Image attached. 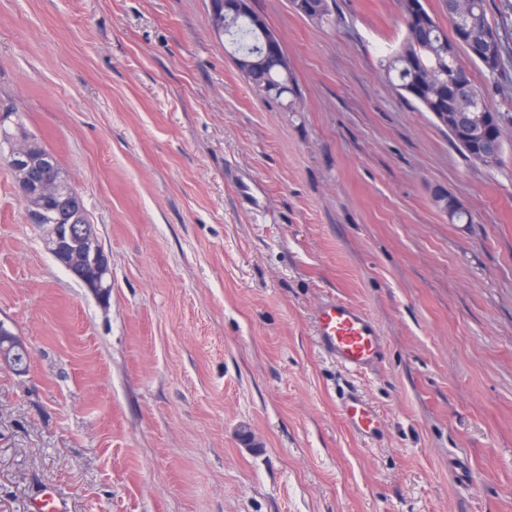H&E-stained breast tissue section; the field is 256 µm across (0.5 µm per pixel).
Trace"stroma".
<instances>
[{
    "mask_svg": "<svg viewBox=\"0 0 512 512\" xmlns=\"http://www.w3.org/2000/svg\"><path fill=\"white\" fill-rule=\"evenodd\" d=\"M252 2L295 105L250 90L205 0H0V119L56 156L112 263L104 307L0 162V327L29 352L0 363V512H512V63L467 65L504 115L487 167L384 81L399 0H334L324 28ZM329 297L385 339L361 379L318 345ZM354 385L376 443L336 408ZM434 202L437 208L444 214L448 216V219L451 223L454 224H469L471 221V215L469 212L467 214H460L455 219H451V216L454 215L458 210H460L464 204L462 201L452 194H448V192H439L434 196Z\"/></svg>",
    "mask_w": 512,
    "mask_h": 512,
    "instance_id": "stroma-1",
    "label": "stroma"
}]
</instances>
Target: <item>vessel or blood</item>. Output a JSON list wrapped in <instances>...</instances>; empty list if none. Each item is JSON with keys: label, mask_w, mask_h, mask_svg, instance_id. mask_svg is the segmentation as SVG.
<instances>
[{"label": "vessel or blood", "mask_w": 512, "mask_h": 512, "mask_svg": "<svg viewBox=\"0 0 512 512\" xmlns=\"http://www.w3.org/2000/svg\"><path fill=\"white\" fill-rule=\"evenodd\" d=\"M318 343L337 365L353 375L374 370L384 353V338L369 313L349 301L330 298L314 314ZM338 411L346 428L364 439H376L378 412L357 391L342 394Z\"/></svg>", "instance_id": "obj_1"}]
</instances>
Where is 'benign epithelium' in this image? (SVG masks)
<instances>
[{
	"label": "benign epithelium",
	"mask_w": 512,
	"mask_h": 512,
	"mask_svg": "<svg viewBox=\"0 0 512 512\" xmlns=\"http://www.w3.org/2000/svg\"><path fill=\"white\" fill-rule=\"evenodd\" d=\"M330 0H290L293 11L302 17L320 14L327 9ZM210 26L214 34H224L233 22L242 16L248 17L263 38L261 60L288 62V54L279 35L265 32L268 23L265 17L252 7V0H207ZM403 17L411 35L421 37L428 20L421 14L415 0H405ZM464 103L463 92L453 99L452 112L435 113L437 121L453 132L456 142L480 160L493 164L501 153L502 135L492 124L476 127L470 114L460 108ZM12 170L16 173L29 167L35 159L30 154L28 143L18 141L11 151ZM18 195L25 199L32 195L50 197L56 201L57 223L43 224L36 212L27 214V221L45 229L46 249L54 260L76 277L102 304L110 301L112 294V267L110 256L105 252L98 237L96 225L76 224L74 220L84 210V203L78 190L74 189L65 197L55 196V183L51 180L40 182L24 181L15 183ZM437 208L447 216L454 215L463 207L462 201L452 194L439 192L434 196ZM25 349V345L13 336L4 337L0 347V362L8 363L13 353Z\"/></svg>",
	"instance_id": "benign-epithelium-1"
}]
</instances>
